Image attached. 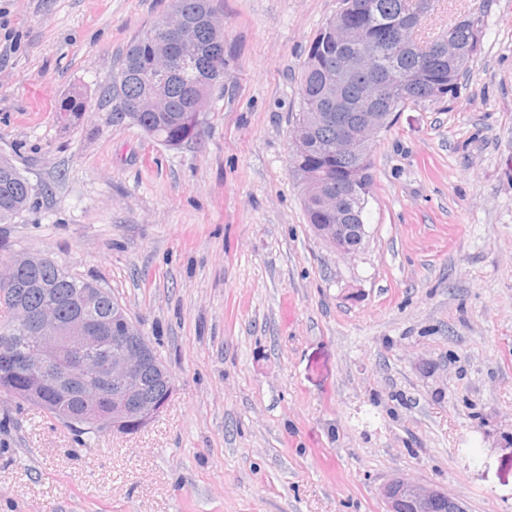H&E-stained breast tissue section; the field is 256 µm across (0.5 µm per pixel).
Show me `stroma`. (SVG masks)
<instances>
[{
	"label": "stroma",
	"instance_id": "obj_1",
	"mask_svg": "<svg viewBox=\"0 0 512 512\" xmlns=\"http://www.w3.org/2000/svg\"><path fill=\"white\" fill-rule=\"evenodd\" d=\"M170 3L0 0V153L37 189L0 241L98 280L175 381L129 436L0 397V512H385L399 475L512 512V0H439L435 29L483 7L480 47L379 135L351 259L288 163L340 0H215L224 86L175 149L104 102Z\"/></svg>",
	"mask_w": 512,
	"mask_h": 512
}]
</instances>
